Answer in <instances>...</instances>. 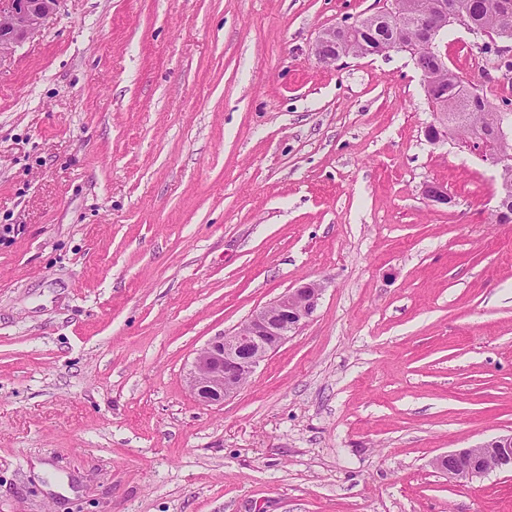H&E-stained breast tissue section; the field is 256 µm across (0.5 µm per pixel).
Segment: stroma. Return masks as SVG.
<instances>
[{"instance_id":"35a3bbf8","label":"stroma","mask_w":512,"mask_h":512,"mask_svg":"<svg viewBox=\"0 0 512 512\" xmlns=\"http://www.w3.org/2000/svg\"><path fill=\"white\" fill-rule=\"evenodd\" d=\"M379 7L59 0L0 57V512H512V470L434 465L512 433L500 173L426 140L409 54H314ZM309 281L312 320L197 401V350Z\"/></svg>"}]
</instances>
